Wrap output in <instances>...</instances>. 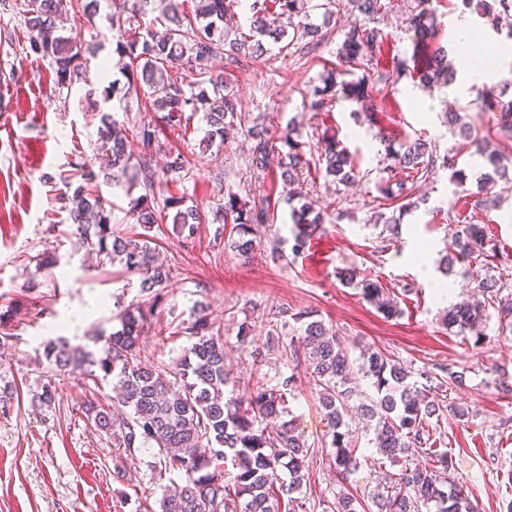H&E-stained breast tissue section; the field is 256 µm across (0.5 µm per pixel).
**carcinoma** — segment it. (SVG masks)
Listing matches in <instances>:
<instances>
[{
	"label": "carcinoma",
	"mask_w": 512,
	"mask_h": 512,
	"mask_svg": "<svg viewBox=\"0 0 512 512\" xmlns=\"http://www.w3.org/2000/svg\"><path fill=\"white\" fill-rule=\"evenodd\" d=\"M97 2L23 0L26 50L49 61L63 88L89 82L94 54L80 37L65 32L60 19L71 13L90 22L97 15ZM111 2L107 22L115 41L113 53L127 81L124 94L143 96L147 111L160 113L162 123L185 132L191 119L202 114L207 126L202 142L208 149H221L230 131L243 123L236 112L234 86L211 70L212 60L224 56L228 63L237 64L246 56L266 54L271 45L308 54L324 41L322 27L310 22L304 10L310 0H249L247 31H238L232 39L224 35V17L238 0H197L191 12L185 9L186 0H159L157 15L147 23L142 19L151 0ZM461 2L474 9L483 24L512 41V0ZM348 6L358 13V22L343 33L335 69L313 90L310 105L317 111L339 95L357 101L385 80L382 72L357 80L343 76L353 74L387 40L379 18L390 12L391 0H348ZM283 17H296L298 22L289 30L279 24ZM405 24L417 43L431 42L437 34L433 0H414ZM457 73L453 63L435 57L420 80L450 86L457 82ZM476 100L493 114L501 132L512 134V98L489 87L477 91ZM445 117L448 125L459 130L463 142L443 156L436 145L421 138L396 144L381 136L390 163L378 191L383 199H398L400 208H406L411 205L408 183L429 179L439 167L451 171L452 180L463 186L466 180L456 169V157L465 147L471 156L482 159L486 169L476 204L487 210L498 208V198L485 190L509 179L512 157L492 147L459 113L447 112ZM246 133L252 140L253 174L264 177L274 167L285 190L313 172L338 185L359 177L352 155L334 134L324 133L321 142L312 145L289 125L274 132L253 125ZM154 138L155 131L149 128L127 125L118 110L103 112L95 150L106 157V172L100 176L80 160L71 164V176L80 182L75 185L71 176L64 177L66 190L58 193L57 201L72 234L99 256L117 259L128 272L139 275L143 300L119 311L115 318L120 328L96 336L92 349L61 338L47 341L43 346L46 382L37 394L38 405L55 403L57 376L80 370L98 380H112L115 396L103 404L89 400L82 411L94 430L124 454L152 451V470L160 479L168 477L156 500L158 508L144 512H307L303 487L310 480V470L320 465V455L299 432L290 407L296 396V374L302 368L326 420L321 447L331 449L338 483L352 482L362 466L361 433L381 458L393 463L404 457L429 459L424 466L406 464L385 474L367 501L350 493L338 494L334 512H371L373 507L376 512H472L462 483L454 477L448 449L437 447L430 431L443 418L464 416L446 402L447 393L465 383L464 370L440 366L438 384L431 389L420 387L412 380L411 367L384 351L367 347L352 353L317 311L281 308L272 313L264 342L249 337L244 322L239 326V341L254 347L255 355L279 354L291 373L281 375L274 385L259 378L240 382L230 377L223 336L202 306L174 330L188 340L178 359L162 370L143 364L142 330L156 317L157 301L173 278L171 266L157 259L149 232L154 225L169 222L190 243L206 221L205 211L186 205L182 196L158 199L157 188L188 178L190 170L179 152L169 153L159 170L153 167L151 155L133 153L134 143L149 147ZM100 177L114 187L133 178L139 181L143 193L128 214L132 223L143 227L140 236L123 237L113 230L112 205L96 184ZM271 207V199L263 194L243 207L234 194L227 193L215 215L222 224L218 236L224 237V247L249 258L256 233L271 221ZM290 219L291 252L296 255L322 233L325 223L339 221L341 216L332 219L305 202L291 210ZM384 224L389 236L380 241L382 252L399 235L396 218L386 217ZM449 249L452 253L443 257L445 273L460 264V274L470 278L485 299L448 308L444 315L448 331L473 336L479 344L486 336L488 309L495 308L506 319L500 327L512 332V279L491 274L509 258L486 225H459ZM339 276L344 285L361 289L362 298L384 318L400 314L397 300L379 282L359 277L353 267L342 269ZM355 373L368 381L371 393L353 386Z\"/></svg>",
	"instance_id": "carcinoma-1"
}]
</instances>
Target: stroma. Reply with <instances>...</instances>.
<instances>
[{
    "instance_id": "1",
    "label": "stroma",
    "mask_w": 512,
    "mask_h": 512,
    "mask_svg": "<svg viewBox=\"0 0 512 512\" xmlns=\"http://www.w3.org/2000/svg\"><path fill=\"white\" fill-rule=\"evenodd\" d=\"M405 3L393 0L392 11L380 19L388 39L371 67L389 79L361 102L339 99L320 112L310 107L312 88L337 62L342 32L354 18L348 11L313 54L269 53L231 70L224 61L214 63L216 70H229L238 110L248 124L283 127L292 120L308 135L336 134L360 171L359 181L341 188L321 177L299 186L318 209L341 217L302 253L284 262L270 256L273 238H280L283 248L292 245L290 207L277 172L259 180L251 176L250 139L234 133L223 149L201 152L205 124L195 118L192 132L167 130L153 141L154 166H161L171 150L181 151L191 166L190 178L168 184L165 194L186 197L209 211L230 191L245 201L267 193L276 207L273 224L258 233L247 262L219 244L215 224L200 225L189 245L172 225L155 229L157 249L173 266L174 278L158 304L156 323L143 337V359L157 367L178 357L187 341L172 330L202 303L224 336L232 376L243 381L261 375L272 381L285 370L274 355L253 362L236 343L243 321L252 336L264 337L266 315L275 306L316 310L347 347H378L418 374H436L441 365L466 368L464 386L450 395L466 415L442 421L441 431L474 512H504L512 501V333L500 332L493 308L482 343L449 333L442 321L446 309L470 299L475 290L458 277L451 293L442 295L438 264L457 226L471 222L488 225L512 254V183L495 187L500 209H478L473 193L480 173L469 153H462L458 167L466 175V192H459L443 169L414 183L411 198L417 208L389 210L400 220L398 242L377 249L376 186L387 164L378 132L428 139L444 154L457 143L442 121L444 110L466 115L480 132L490 128L475 92L462 95L453 87L420 83L422 58L402 24ZM118 77L113 69L91 86L63 89L48 61L26 52L21 13L0 8V311L11 312L4 326L11 339L0 347V388L16 390L0 408V512H141L161 494L150 452L121 457L82 413L83 400L111 394L110 383L68 374L57 378L51 408L34 403L44 382L35 366L44 341L63 336L91 344L94 336L117 328L118 306L139 295L137 277L68 237L55 200L70 161L79 156L94 161L97 114L109 110L107 95ZM48 252L57 259L55 267L43 263ZM345 267L380 281L393 293L400 315L384 318L359 289L342 285L337 273ZM408 284L409 294L403 291ZM297 386L291 410L308 443H320L326 431L321 410L305 377H298Z\"/></svg>"
}]
</instances>
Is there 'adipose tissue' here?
<instances>
[{"mask_svg": "<svg viewBox=\"0 0 512 512\" xmlns=\"http://www.w3.org/2000/svg\"><path fill=\"white\" fill-rule=\"evenodd\" d=\"M475 24L469 14L457 16L448 29V40L456 48L463 64V87L481 86L496 81L501 71L512 63V45L492 41L488 55L474 52L472 34Z\"/></svg>", "mask_w": 512, "mask_h": 512, "instance_id": "ef3b65f1", "label": "adipose tissue"}]
</instances>
